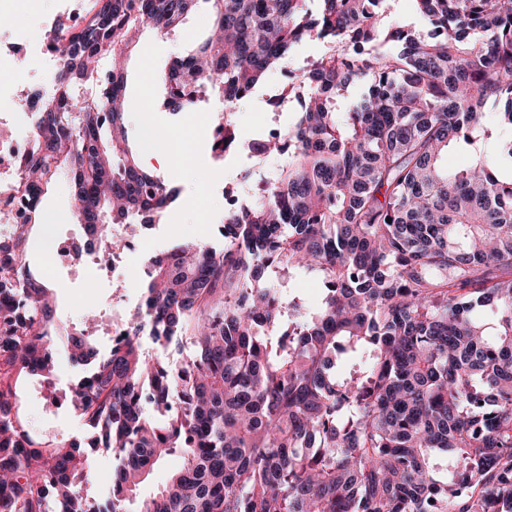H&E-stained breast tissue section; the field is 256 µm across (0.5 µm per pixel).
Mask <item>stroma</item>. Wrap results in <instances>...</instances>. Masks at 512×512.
I'll list each match as a JSON object with an SVG mask.
<instances>
[{
    "label": "stroma",
    "instance_id": "obj_1",
    "mask_svg": "<svg viewBox=\"0 0 512 512\" xmlns=\"http://www.w3.org/2000/svg\"><path fill=\"white\" fill-rule=\"evenodd\" d=\"M65 0H36L26 4L16 0L10 9L14 18L13 30L24 33L25 43L18 45L20 55L27 56L35 42L46 38V24L50 17L63 9ZM211 17L200 11L192 15L180 34L164 36L152 29H145L138 47L126 70V94L133 104L128 114V128L131 143L136 147L144 169L170 174V184L178 191L173 203L152 221L138 225L133 235L134 247L124 254V261L137 265L140 255H155L172 245L201 240L219 243V224L224 221V197L226 193L237 196L247 195L251 189V175L258 173L277 174L286 164L283 155H257L242 152L216 158L212 151L214 129L223 110L211 109L209 115L199 116L192 112H175L165 108L163 72L175 59L188 49L193 38L203 35L209 28ZM326 49L322 43H308L298 47L283 69L272 72L257 92L241 100L233 115L241 142L247 143L267 137L270 128H282L292 122L296 103H289L282 110H275L270 103L271 94L287 87L291 76L298 73L306 61L319 57ZM152 58L155 71L145 75L142 58ZM150 83L155 110L154 122L162 130L186 132L193 151V162L188 167H171L147 156L141 128L142 85ZM68 237L81 243L85 240L82 225L73 217L72 197L66 183L51 185L45 194L38 212L36 224L31 232L29 262L32 270L43 276L55 302V318L52 333L66 334L89 331L100 352H108L112 338L108 331L96 323L86 321V310L104 312L114 296H122L119 313H127L141 299L140 282L129 279L124 285H117L111 271L100 269L87 261L74 265H62L53 275H46L45 246L47 237ZM54 384L38 383L36 388L21 384L20 412L29 423L33 433L46 441L67 444L84 440L87 431L79 416L74 414L61 399L68 395L88 372L87 366L71 361L62 342L54 344ZM88 477L83 485L84 495L96 504L107 502L112 491L115 459L105 449H87Z\"/></svg>",
    "mask_w": 512,
    "mask_h": 512
}]
</instances>
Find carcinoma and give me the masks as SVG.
I'll use <instances>...</instances> for the list:
<instances>
[{"mask_svg": "<svg viewBox=\"0 0 512 512\" xmlns=\"http://www.w3.org/2000/svg\"><path fill=\"white\" fill-rule=\"evenodd\" d=\"M307 2L91 0L84 25L53 33L63 65L19 164L27 216L0 236V512H512V139L489 148L512 131V0H412L407 23L390 0ZM202 8L215 21L171 62L165 104L188 112L220 86L215 152L239 148L235 104L298 46L333 50L300 68L296 121L248 144L288 162L224 216V247L148 257L108 356L64 337L92 365L67 403L118 460L91 508L80 445L37 438L19 414V378L54 368L30 226L61 177L103 251L112 225L175 200L129 148L124 66L144 28L180 32ZM93 79L95 96L74 94ZM352 84L360 101L337 111ZM450 149L467 166L445 167ZM303 272L323 284L313 303L286 289ZM144 331L189 353L153 357ZM172 455L169 482L140 498Z\"/></svg>", "mask_w": 512, "mask_h": 512, "instance_id": "obj_1", "label": "carcinoma"}]
</instances>
